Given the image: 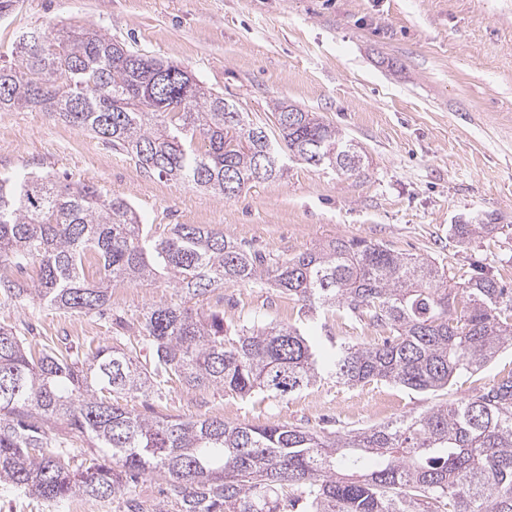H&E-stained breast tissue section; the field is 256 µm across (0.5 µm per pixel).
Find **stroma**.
Returning a JSON list of instances; mask_svg holds the SVG:
<instances>
[{"label": "stroma", "instance_id": "1", "mask_svg": "<svg viewBox=\"0 0 512 512\" xmlns=\"http://www.w3.org/2000/svg\"><path fill=\"white\" fill-rule=\"evenodd\" d=\"M94 26L141 53L191 70L250 119L273 124L275 100L334 124L366 156L346 178L291 161L283 176L234 198L139 169L109 143L38 111L0 110V173L92 182L130 201L159 232L203 224L271 257L338 237L365 239L445 265L450 279L480 270L512 288V0H15L0 14V55L22 33ZM503 234L461 243L455 224L487 217ZM165 282L124 285L122 325L50 307L0 305V324L28 325L33 346L140 345L149 307L176 301ZM224 327L292 323L323 351L375 328L346 312L315 314L267 287H224L189 300ZM512 368V348L439 397L386 382L354 387L325 377L275 401L179 382L149 398L121 397L149 416L219 417L335 432L421 413ZM0 512H122L82 495L48 502L0 483Z\"/></svg>", "mask_w": 512, "mask_h": 512}]
</instances>
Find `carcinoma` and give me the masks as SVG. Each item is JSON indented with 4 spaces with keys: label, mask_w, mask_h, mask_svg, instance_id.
Wrapping results in <instances>:
<instances>
[{
    "label": "carcinoma",
    "mask_w": 512,
    "mask_h": 512,
    "mask_svg": "<svg viewBox=\"0 0 512 512\" xmlns=\"http://www.w3.org/2000/svg\"><path fill=\"white\" fill-rule=\"evenodd\" d=\"M18 38L0 66V110L37 109L100 138L136 166L230 199L283 174V156L352 177L363 155L315 112L274 103V127L181 66L101 29ZM236 182L225 190V177ZM499 224H454L459 242ZM38 267L26 281L13 271ZM163 278L193 299L217 288L269 285L308 309L345 310L389 330L341 345L319 362L291 324L250 321L233 337L224 318L185 303L141 322L149 359L119 344L38 352L0 325V483L42 500L120 499L143 512L131 483L158 471L179 512H281L278 491L303 512H512V370L460 399L406 419L347 432L146 418L112 401L147 398L175 377L193 388L285 400L324 371L357 386L392 383L435 393L470 378L512 347V289L493 275L448 283L426 257L338 237L273 264L199 224L153 236L126 199L45 175H0V301L105 315L112 282ZM66 424L87 448L54 432Z\"/></svg>",
    "instance_id": "carcinoma-1"
}]
</instances>
